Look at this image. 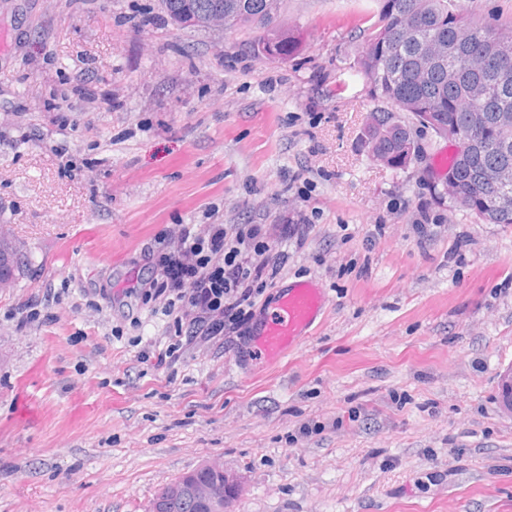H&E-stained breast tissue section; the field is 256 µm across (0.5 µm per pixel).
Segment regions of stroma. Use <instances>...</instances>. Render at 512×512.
Segmentation results:
<instances>
[{"label": "stroma", "instance_id": "obj_1", "mask_svg": "<svg viewBox=\"0 0 512 512\" xmlns=\"http://www.w3.org/2000/svg\"><path fill=\"white\" fill-rule=\"evenodd\" d=\"M375 0H287L299 46L181 29L158 0H0V512H149L207 464L226 512H512V225L440 191L451 146L378 163L354 74ZM264 225L324 312L282 359L129 294L184 233ZM286 224L311 225L287 236ZM26 257L22 250L12 241L0 238V275L1 273L10 279L24 273Z\"/></svg>", "mask_w": 512, "mask_h": 512}]
</instances>
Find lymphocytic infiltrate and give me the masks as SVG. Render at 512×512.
I'll use <instances>...</instances> for the list:
<instances>
[{
  "label": "lymphocytic infiltrate",
  "instance_id": "lymphocytic-infiltrate-1",
  "mask_svg": "<svg viewBox=\"0 0 512 512\" xmlns=\"http://www.w3.org/2000/svg\"><path fill=\"white\" fill-rule=\"evenodd\" d=\"M268 250L261 225L232 235L226 225L212 224L160 256L159 274L138 290L163 300L175 322H188L191 335L240 336L253 317L258 287L276 275Z\"/></svg>",
  "mask_w": 512,
  "mask_h": 512
}]
</instances>
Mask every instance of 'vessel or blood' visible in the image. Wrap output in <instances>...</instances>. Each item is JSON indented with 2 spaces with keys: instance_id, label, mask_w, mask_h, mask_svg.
Instances as JSON below:
<instances>
[{
  "instance_id": "obj_1",
  "label": "vessel or blood",
  "mask_w": 512,
  "mask_h": 512,
  "mask_svg": "<svg viewBox=\"0 0 512 512\" xmlns=\"http://www.w3.org/2000/svg\"><path fill=\"white\" fill-rule=\"evenodd\" d=\"M324 308L321 288L299 281L281 291L264 313L253 340L259 361L273 362L287 355L307 336Z\"/></svg>"
}]
</instances>
